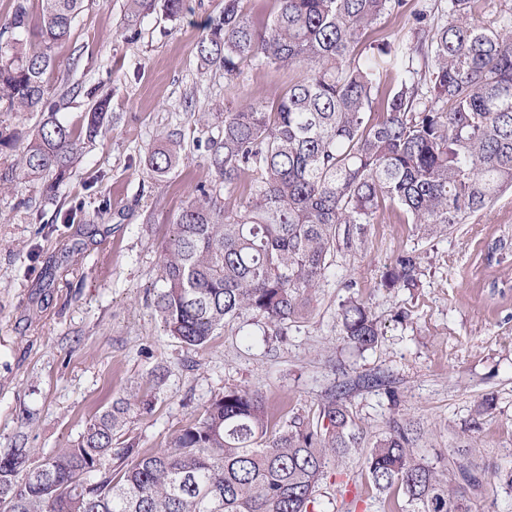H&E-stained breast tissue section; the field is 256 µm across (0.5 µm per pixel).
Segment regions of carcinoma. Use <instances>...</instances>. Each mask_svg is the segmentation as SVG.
<instances>
[{"instance_id":"obj_1","label":"carcinoma","mask_w":512,"mask_h":512,"mask_svg":"<svg viewBox=\"0 0 512 512\" xmlns=\"http://www.w3.org/2000/svg\"><path fill=\"white\" fill-rule=\"evenodd\" d=\"M86 0H14L12 37L0 45V105L42 112L32 129L0 128V193L38 182L54 197L109 120L111 96L98 98L75 126L56 117L47 78L55 45L66 41ZM185 0H126L127 25L156 8L178 18ZM257 26L240 6L208 20L197 42L204 66L237 76L246 63L288 68L298 79L271 104L224 111L206 140V162L224 185L199 186L173 219L163 248L154 311L191 347L243 314L285 336L304 319L336 251L363 244L388 205L406 223L437 236L512 188V6L496 25L471 22L474 0L413 14L411 38L393 46L367 34L405 0H275ZM37 20L39 40L29 39ZM394 75L379 97L382 78ZM182 141L168 135L148 152L152 178L177 166ZM252 175L244 203L231 196ZM485 265L512 267V231L487 245ZM417 258L397 256L382 287L414 285ZM338 317L345 341L363 353L382 335L368 303L355 297ZM138 404L130 394L90 417L78 438L41 456L0 451V512H320L318 482L355 443L356 422L332 393L320 422H276L258 389L227 387L168 448L145 452L116 443ZM494 409L486 397L471 430ZM419 433L394 420L364 459L383 512H472L488 484L474 456L459 449L434 463L416 448ZM403 501H398V497Z\"/></svg>"}]
</instances>
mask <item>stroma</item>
<instances>
[{
    "instance_id": "obj_1",
    "label": "stroma",
    "mask_w": 512,
    "mask_h": 512,
    "mask_svg": "<svg viewBox=\"0 0 512 512\" xmlns=\"http://www.w3.org/2000/svg\"><path fill=\"white\" fill-rule=\"evenodd\" d=\"M124 4L87 0L70 40L54 49L49 78L60 120L78 123L94 96L108 93L111 121L56 198H42L36 184L0 194V450L64 447L131 391L148 407L124 438L145 451L166 449L228 386L263 391L275 418L314 423L326 394L350 378L357 385L345 403L363 435L321 480L323 512H337L335 473L360 476L366 448L395 419L421 428L428 456L474 439L481 468L512 466V269L484 263L488 242L512 225V189L431 238L397 207L384 210L364 247L337 254L311 313L283 341L265 340L249 315L200 348L164 330L153 300L170 221L197 185L213 180L195 145L207 137L197 114L267 101L297 74L248 65L228 78L201 67L196 44L224 0H189L181 18L157 11L136 27L126 24ZM171 132L184 138L181 159L157 181L147 152ZM72 208L78 223H64ZM402 251L420 258L417 285L386 290L381 275ZM353 295L369 301L383 331L362 353L345 343L336 317ZM156 369L166 373L157 390ZM488 394L495 406L472 434Z\"/></svg>"
}]
</instances>
